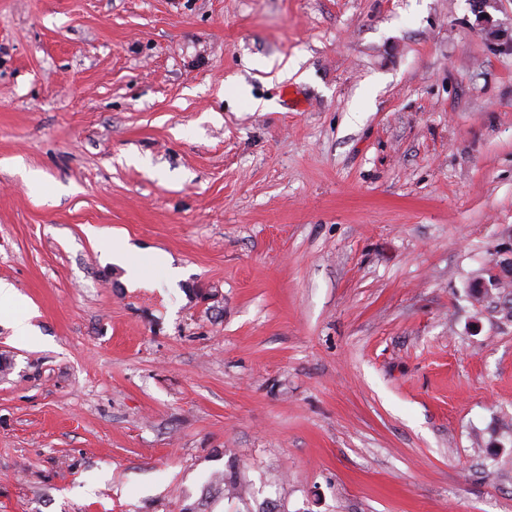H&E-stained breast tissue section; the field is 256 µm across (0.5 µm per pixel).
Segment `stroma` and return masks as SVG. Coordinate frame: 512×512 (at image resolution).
Masks as SVG:
<instances>
[{"mask_svg":"<svg viewBox=\"0 0 512 512\" xmlns=\"http://www.w3.org/2000/svg\"><path fill=\"white\" fill-rule=\"evenodd\" d=\"M491 16L0 0V281L41 332L0 323V512H512ZM104 238L183 281L125 288ZM493 265L484 270L488 280L480 278L475 286L476 293L482 294L489 287L504 288L512 280V244L499 252Z\"/></svg>","mask_w":512,"mask_h":512,"instance_id":"1","label":"stroma"}]
</instances>
